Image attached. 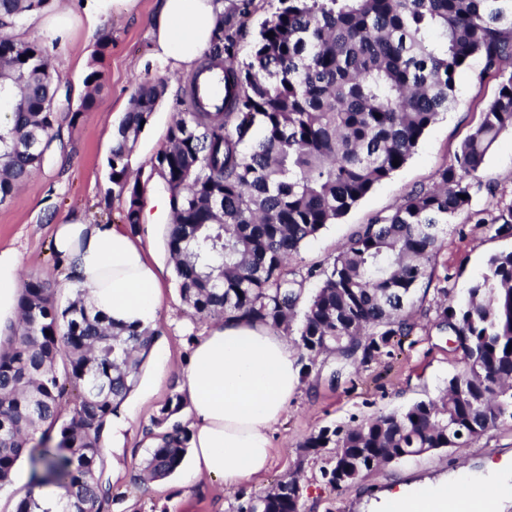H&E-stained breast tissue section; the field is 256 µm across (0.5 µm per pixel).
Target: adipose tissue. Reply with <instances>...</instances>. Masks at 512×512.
I'll list each match as a JSON object with an SVG mask.
<instances>
[{"label":"adipose tissue","instance_id":"obj_1","mask_svg":"<svg viewBox=\"0 0 512 512\" xmlns=\"http://www.w3.org/2000/svg\"><path fill=\"white\" fill-rule=\"evenodd\" d=\"M223 14L224 0H158L151 21L154 59L173 71H197ZM53 240L67 288L85 290L115 325H154L163 290L139 236L81 215L55 225ZM20 266L18 252L0 250V352L10 348L19 320ZM178 373L191 432L183 485L259 480L270 463L275 427L300 382L288 338L261 322H220L196 340ZM374 510L448 512V485L399 487Z\"/></svg>","mask_w":512,"mask_h":512}]
</instances>
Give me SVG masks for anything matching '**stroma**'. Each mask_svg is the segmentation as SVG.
Here are the masks:
<instances>
[{
	"label": "stroma",
	"instance_id": "obj_1",
	"mask_svg": "<svg viewBox=\"0 0 512 512\" xmlns=\"http://www.w3.org/2000/svg\"><path fill=\"white\" fill-rule=\"evenodd\" d=\"M156 0H138L126 9L123 0H106L99 16L98 34L90 36L82 7H75L64 39L44 40L51 62L68 86L72 104H79L84 78L94 56H101L103 88L98 108L82 113L77 122L61 119L54 129L52 149L41 171L5 203L0 204V250L13 249L23 259L22 278L47 280L59 303L71 292L64 285L53 245V226L75 213L101 216L104 206L120 214L124 203L112 197L107 159L112 130L129 106L138 83H165V94L141 134L133 164L150 168L166 145L169 125L186 107L188 75L163 69L153 60L149 18ZM111 33L112 45L100 51V34ZM479 61H471L458 83L459 103L428 129L421 145L389 179L383 181L338 223L327 225L308 241L291 263L307 270L326 266L347 239L363 224L387 214L412 188L431 184L436 169L448 162L456 148L478 122L483 104L498 88L496 79L477 82ZM495 195L479 193L474 210L512 203V132H503L486 157L480 173ZM171 212L151 208L143 219L141 237L151 261L162 270L164 291L157 327L163 360L147 357L142 380L153 381L147 396L131 393L126 404L136 424L121 463L104 455L103 478L112 489V504L102 512H236L240 505L264 494L277 480L299 472L300 512H370L379 495L402 484H423L465 467L477 471L487 463L512 458V420L506 419L466 448H448L391 463L365 473L342 488L330 486L321 474L323 458L303 457L306 437L325 426L354 425L381 411H401L415 401L439 396L450 375L461 367L448 334L435 326L434 301H426V317L419 321L413 342L392 348L359 368H340L335 357L321 356L317 366L302 378L288 413L278 425L268 472L260 483L228 486L205 483L194 490L183 487L179 475L137 484L131 478L135 465L146 455L142 434L157 418L168 398L181 390L176 373L186 363L195 339L211 326V319L192 315L183 302L167 245ZM512 250V238H490L473 226H450L445 246L436 258L433 287H448L460 300L486 270L490 255Z\"/></svg>",
	"mask_w": 512,
	"mask_h": 512
}]
</instances>
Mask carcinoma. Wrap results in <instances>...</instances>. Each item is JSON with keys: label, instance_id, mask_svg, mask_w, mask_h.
I'll return each mask as SVG.
<instances>
[{"label": "carcinoma", "instance_id": "obj_1", "mask_svg": "<svg viewBox=\"0 0 512 512\" xmlns=\"http://www.w3.org/2000/svg\"><path fill=\"white\" fill-rule=\"evenodd\" d=\"M49 3L0 0V80H10L0 91L14 99L12 124L0 127V202L41 169L62 102H70L47 48L7 33ZM252 6L232 4L199 69L223 70L224 100L207 111L190 79L189 108L151 165L171 203L166 237L180 295L194 314L222 321L279 329L301 316L304 375L323 354L363 365L391 354L416 328L444 227L464 214L492 238L512 237V204L472 210L487 153L512 131V73L505 74L512 0H278L241 61ZM474 57L478 80L498 78V90L434 183L362 225L323 269H288L307 241L389 179L392 162L404 165L426 130L456 107L458 77ZM102 79L91 65L71 121L98 107ZM163 93L161 84H139L112 133V195L124 199L121 221L134 234L145 183L133 174L132 156ZM313 277L320 284L307 297ZM435 292L437 327L455 337L464 368L435 399L319 429L304 441L305 455L326 452L327 466L360 475L404 455L466 448L512 419V250L488 258L466 301L446 288ZM19 309V333L0 352V490L26 454L33 484L65 489L64 512H93L112 499L100 481L105 427L138 385L159 331L108 324L81 292L62 306L39 278L24 281ZM66 394L73 416L55 447L37 448L38 427L57 423ZM181 407L182 396L169 398L154 426ZM153 438L136 482L166 478L185 460L186 427ZM300 497L299 484L281 479L245 512H298Z\"/></svg>", "mask_w": 512, "mask_h": 512}]
</instances>
